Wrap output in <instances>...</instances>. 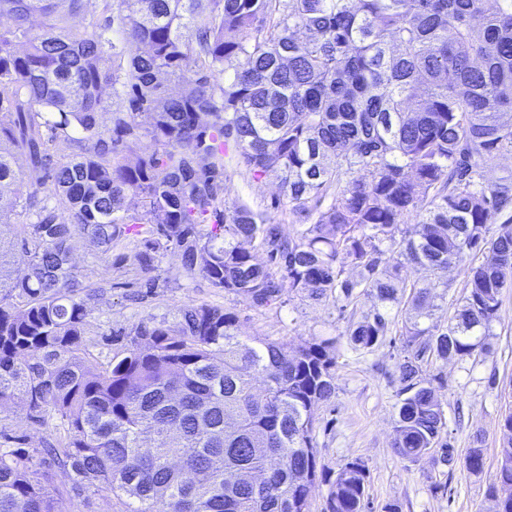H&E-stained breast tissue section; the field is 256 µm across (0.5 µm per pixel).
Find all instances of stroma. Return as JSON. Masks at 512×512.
Here are the masks:
<instances>
[{"instance_id":"stroma-1","label":"stroma","mask_w":512,"mask_h":512,"mask_svg":"<svg viewBox=\"0 0 512 512\" xmlns=\"http://www.w3.org/2000/svg\"><path fill=\"white\" fill-rule=\"evenodd\" d=\"M279 195L275 178L255 181L236 174L227 183L225 199L245 202L254 211L285 220L289 202L282 201L276 209L271 206ZM75 246L77 256L93 265L97 281L104 284L88 330L90 350L99 363H108L120 350L119 345L104 342V334L119 328L133 332L148 314L170 315L189 303L217 304L234 312L238 332L247 342L265 339L298 347L314 339L330 341L336 356V395L319 410L315 442L320 465L333 474L347 462L360 461L366 471L368 512H384L391 503L398 504L400 512H496L487 489L499 468L504 419L512 413V288L503 292L487 350L464 358L434 359L425 366L427 374L442 382L438 399L454 463H444L436 451L411 462L393 448L398 365L404 356L409 306L390 307L391 331L385 341L360 351L351 348L344 331L349 322L373 311L374 296L361 295L342 309L334 299L314 300L307 293L287 289L281 304L258 309L240 296L210 288L201 275H186L178 258L169 254L159 265L169 286L135 304L127 299V284L137 266L135 248L123 249L117 258L102 254L86 239H77ZM481 261V256L469 255L448 270V287L436 300V317L444 320L453 315L466 294L468 266ZM477 437L482 440L485 466L474 475L465 469L463 459Z\"/></svg>"}]
</instances>
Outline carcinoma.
<instances>
[{
    "instance_id": "1",
    "label": "carcinoma",
    "mask_w": 512,
    "mask_h": 512,
    "mask_svg": "<svg viewBox=\"0 0 512 512\" xmlns=\"http://www.w3.org/2000/svg\"><path fill=\"white\" fill-rule=\"evenodd\" d=\"M83 2L0 0V412L58 421L40 448H0V512H60L53 465L88 508L106 491L138 503L128 512H307L319 481L332 512L365 508L364 465L319 467L332 343L249 344L233 312L200 304L141 320L103 366L85 340L101 284L77 236L104 254L135 244L133 285L149 293L171 252L255 307L281 302L285 279L317 300L372 294L382 308L344 331L362 350L388 336L403 266L423 272L394 449L415 462L438 448L452 463L423 365L484 350L512 283V179L494 176L512 153V0H100L102 18L77 36ZM108 87L122 107L110 132ZM45 130L66 161H51ZM26 166L44 171L55 207ZM231 170L280 179L298 228L227 203ZM492 214L507 218L489 238ZM412 216L416 236H400ZM255 242L264 264L244 247ZM395 250L405 265L385 258ZM477 252L495 262L468 268L457 313L420 326L448 268ZM504 428L488 494L512 512V414ZM464 463L483 471L481 440Z\"/></svg>"
}]
</instances>
